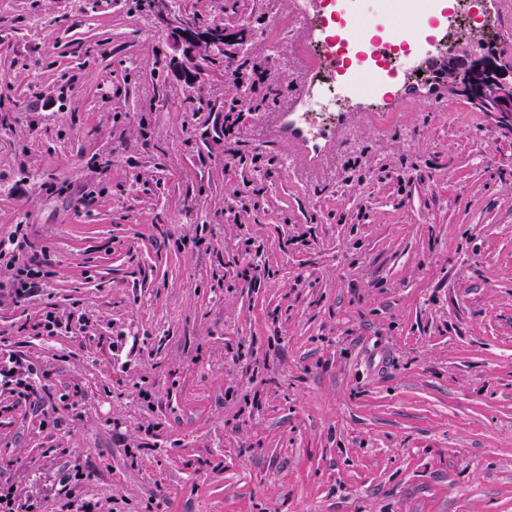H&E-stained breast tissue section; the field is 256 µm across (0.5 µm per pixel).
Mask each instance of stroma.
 <instances>
[{
	"label": "stroma",
	"mask_w": 512,
	"mask_h": 512,
	"mask_svg": "<svg viewBox=\"0 0 512 512\" xmlns=\"http://www.w3.org/2000/svg\"><path fill=\"white\" fill-rule=\"evenodd\" d=\"M183 9L268 70L242 163L190 106L236 86L186 84L157 18L0 0V240L51 262L0 302L51 394L0 391V488L36 512H512V129L452 86L284 171L270 115L314 70L273 27L290 0ZM459 53L512 71V0ZM72 310L87 332L39 325Z\"/></svg>",
	"instance_id": "stroma-1"
}]
</instances>
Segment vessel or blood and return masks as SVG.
I'll return each mask as SVG.
<instances>
[{"label": "vessel or blood", "instance_id": "obj_1", "mask_svg": "<svg viewBox=\"0 0 512 512\" xmlns=\"http://www.w3.org/2000/svg\"><path fill=\"white\" fill-rule=\"evenodd\" d=\"M295 37L318 50L320 81L304 80L297 96L275 113L270 134L287 145L283 160L321 168L326 154L364 112H395L431 97L448 103L443 62L461 38L459 20L470 15L487 27L498 22L499 0H427L412 23L399 24L382 0H292ZM432 74L430 85L413 82Z\"/></svg>", "mask_w": 512, "mask_h": 512}]
</instances>
